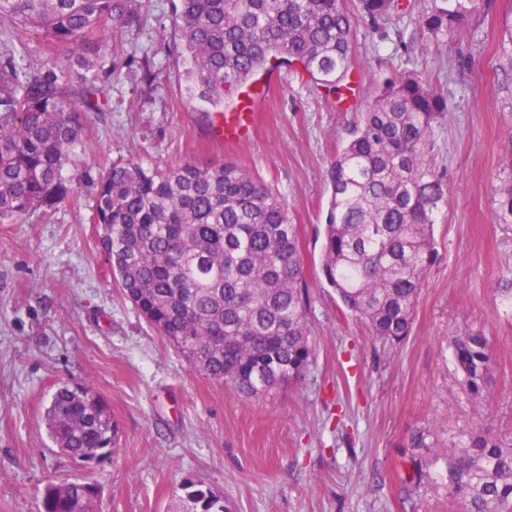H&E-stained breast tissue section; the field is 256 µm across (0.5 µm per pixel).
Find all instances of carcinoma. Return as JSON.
Listing matches in <instances>:
<instances>
[{"label":"carcinoma","mask_w":512,"mask_h":512,"mask_svg":"<svg viewBox=\"0 0 512 512\" xmlns=\"http://www.w3.org/2000/svg\"><path fill=\"white\" fill-rule=\"evenodd\" d=\"M179 0L177 48L200 99L224 105L272 67L299 66L324 94L345 99L359 18L402 13L399 0ZM142 0H0V17L33 30L63 61L0 60V220L46 216L96 190L94 221L109 242L112 276L156 331L196 372L234 395L256 398L299 381L312 362L309 296L288 205L232 162L147 170L134 161L93 174L77 148L85 115L108 108L115 68L97 34L139 21ZM479 0H428L414 24L455 31ZM446 101L417 72L387 80L331 162L322 272L371 335L401 342L427 270L437 258L434 224L448 206L433 163V127ZM512 224V187L496 214ZM460 385L487 393L492 355L485 336L450 342ZM53 442L88 464L112 455L116 427L106 401L64 384L45 412ZM448 497L462 512H512V445L476 428L451 441ZM176 512H228L224 498L185 485ZM43 512H102L87 482L50 483Z\"/></svg>","instance_id":"carcinoma-1"}]
</instances>
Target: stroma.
Wrapping results in <instances>:
<instances>
[{
  "label": "stroma",
  "instance_id": "stroma-1",
  "mask_svg": "<svg viewBox=\"0 0 512 512\" xmlns=\"http://www.w3.org/2000/svg\"><path fill=\"white\" fill-rule=\"evenodd\" d=\"M176 4L146 0L141 21L113 34L110 109L88 113L83 160L97 174L128 160L147 169L231 160L260 177L297 228L314 360L298 384L253 399L193 370L114 282L93 190L50 216L0 221V512H39L44 486L66 479L98 484L103 512H170L191 482L230 512H461L445 487L449 441L481 425L512 442L503 293L512 224L496 220L499 190L512 183V58L501 51L512 0H482L448 36L404 20L357 24L346 103L293 68H275L273 84L258 76L264 109L253 138L234 149L210 141L218 110L189 88L173 51ZM10 54L31 65L50 58L39 34H17L0 18V57ZM406 70L448 102L434 161L449 202L411 333L392 343L343 310L321 245L330 163L383 82ZM466 331L483 333L492 353L491 390L479 403L458 383L449 348ZM64 383L92 387L111 407V457L81 465L58 451L44 412Z\"/></svg>",
  "mask_w": 512,
  "mask_h": 512
}]
</instances>
